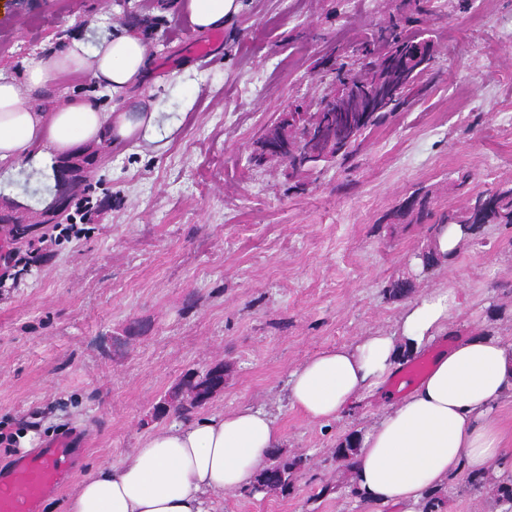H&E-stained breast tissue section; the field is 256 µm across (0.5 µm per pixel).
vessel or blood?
<instances>
[{
	"instance_id": "obj_1",
	"label": "vessel or blood",
	"mask_w": 512,
	"mask_h": 512,
	"mask_svg": "<svg viewBox=\"0 0 512 512\" xmlns=\"http://www.w3.org/2000/svg\"><path fill=\"white\" fill-rule=\"evenodd\" d=\"M72 474L71 450L63 439L18 460L0 471V512H38L42 500L62 489Z\"/></svg>"
}]
</instances>
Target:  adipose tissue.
I'll use <instances>...</instances> for the list:
<instances>
[{"label":"adipose tissue","mask_w":512,"mask_h":512,"mask_svg":"<svg viewBox=\"0 0 512 512\" xmlns=\"http://www.w3.org/2000/svg\"><path fill=\"white\" fill-rule=\"evenodd\" d=\"M195 30L223 28L241 9L240 0H179ZM146 48L133 32L96 42L72 39L47 58L31 60L27 81L0 71V171L12 173L25 160L49 168L79 142L121 141L157 133L156 112L99 111L69 98L54 111L39 112L25 87H43L61 76L92 74L112 92L141 86ZM455 295L439 288L404 309L397 334L375 332L356 343L312 356L290 375L287 399L313 422L340 418L355 401L395 376L404 357L448 334ZM512 391V343L484 334L437 354L428 374L409 382L406 395L360 434L353 456L356 498L367 512L391 506L422 512L427 491L445 487L460 467L505 473L503 434L494 410ZM285 435L265 410L242 406L182 422L148 436L118 467L85 479L68 512H209L211 496L251 489L258 471Z\"/></svg>","instance_id":"adipose-tissue-1"}]
</instances>
